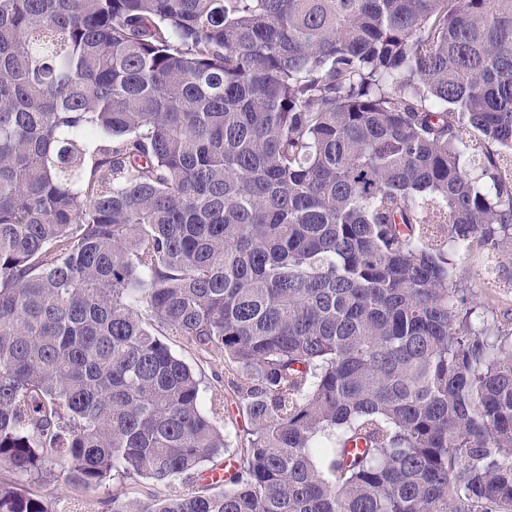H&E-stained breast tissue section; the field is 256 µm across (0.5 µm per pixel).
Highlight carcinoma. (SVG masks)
Returning a JSON list of instances; mask_svg holds the SVG:
<instances>
[{
    "mask_svg": "<svg viewBox=\"0 0 512 512\" xmlns=\"http://www.w3.org/2000/svg\"><path fill=\"white\" fill-rule=\"evenodd\" d=\"M473 241L512 0H0V512H512ZM174 352L184 359L188 364L197 368L196 364L203 371L206 382L208 386H213V384L217 385L214 381V374H217L219 377L224 376V363L222 360L215 358L210 360L209 363L201 362L198 360L197 355L189 348L177 345L173 346ZM210 383V384H209ZM38 490L43 495L54 498L60 510L101 512L102 509L100 508L101 505L99 502L104 499L112 498V481L106 482L96 491L89 494L68 488L62 480L45 483L41 485Z\"/></svg>",
    "mask_w": 512,
    "mask_h": 512,
    "instance_id": "obj_1",
    "label": "carcinoma"
}]
</instances>
